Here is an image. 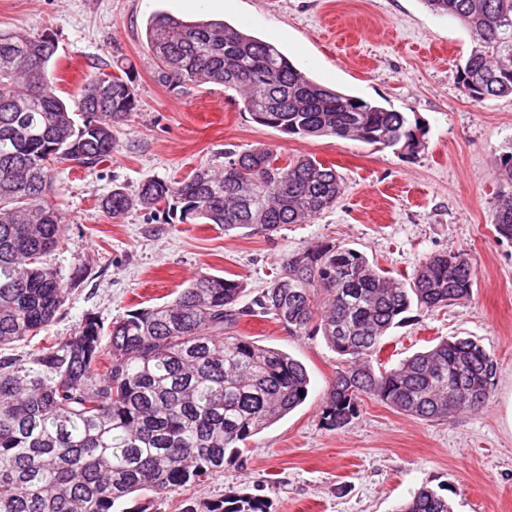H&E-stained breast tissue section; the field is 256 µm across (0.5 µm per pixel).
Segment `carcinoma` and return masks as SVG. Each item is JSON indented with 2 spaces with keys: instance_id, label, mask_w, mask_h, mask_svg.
Segmentation results:
<instances>
[{
  "instance_id": "carcinoma-1",
  "label": "carcinoma",
  "mask_w": 512,
  "mask_h": 512,
  "mask_svg": "<svg viewBox=\"0 0 512 512\" xmlns=\"http://www.w3.org/2000/svg\"><path fill=\"white\" fill-rule=\"evenodd\" d=\"M460 22L473 46L458 65L474 103L512 95V0H424ZM146 39L157 80L238 92L254 122L298 136H335L409 154L425 148L419 121L327 87L274 45L227 22L153 17ZM48 35L0 31V348L37 336L70 288L43 257L61 247L63 216L47 199L51 171L112 158L115 131L137 107L129 80L98 72L70 105L57 93ZM503 185L496 233L512 239V145L499 157ZM343 179L311 156L279 164L268 148L224 152L220 169L180 181L122 186L101 199L112 217L133 208L168 218L267 234L334 207ZM475 269L461 253L436 254L404 281L361 252L321 243L287 256L256 299L239 306L243 281L201 273L163 305L130 310L104 328L87 317L78 331L26 357H0V512H144L137 494H176L224 469L239 451L306 400L310 377L288 353L237 333L245 316L271 315L295 333L323 336L342 361L322 420L332 430L357 417L361 396L396 411L446 421L479 412L497 363L478 341L445 338L391 368L374 366L388 331L415 306L435 311L469 299ZM180 512H269L249 493L184 501ZM397 512H451L422 488Z\"/></svg>"
}]
</instances>
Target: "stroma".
<instances>
[{
  "label": "stroma",
  "instance_id": "stroma-1",
  "mask_svg": "<svg viewBox=\"0 0 512 512\" xmlns=\"http://www.w3.org/2000/svg\"><path fill=\"white\" fill-rule=\"evenodd\" d=\"M158 13L249 31L319 83L420 120L425 149L410 155L333 136L292 138L256 124L223 86H163L145 40ZM0 29L55 40L62 98L78 97L89 74L119 58L137 99L108 162L52 172L65 242L46 261L74 286L48 336H71L89 316L107 326L127 310L163 304L202 272L243 280L241 302L252 304L284 258L323 242L356 249L399 279L437 253L465 254L475 267L470 299L410 311L385 337L378 361L395 366L445 337L478 340L498 365L482 411L427 421L366 396L348 427L328 429L322 410L337 354L319 334L291 333L269 315L246 317L239 334L306 366L308 397L226 454L223 470L184 498L216 501L241 491L266 499L269 512H395L428 487L453 512H512V241L493 227L512 96L477 104L460 92L456 65L473 44L461 24L424 0H0ZM254 147L335 165L342 199L311 223L271 235L168 224L140 209L113 218L100 206L113 186L133 192L149 178L179 180L222 166L226 150Z\"/></svg>",
  "mask_w": 512,
  "mask_h": 512
}]
</instances>
